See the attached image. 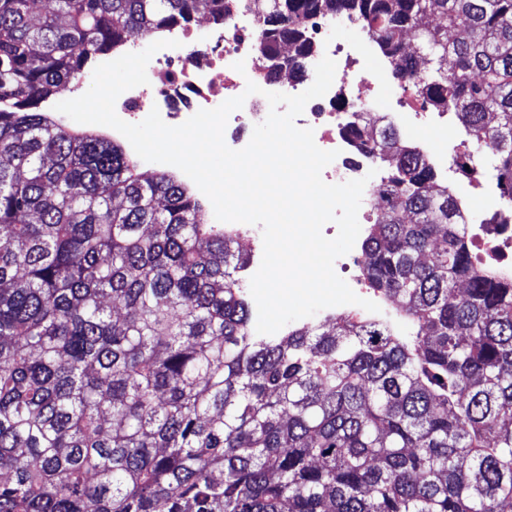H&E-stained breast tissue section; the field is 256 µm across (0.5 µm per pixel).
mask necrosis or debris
<instances>
[{"label": "necrosis or debris", "instance_id": "4bbe7bcc", "mask_svg": "<svg viewBox=\"0 0 512 512\" xmlns=\"http://www.w3.org/2000/svg\"><path fill=\"white\" fill-rule=\"evenodd\" d=\"M350 19H312L306 27V37L322 54L337 65L336 78L328 92L309 101L297 120L301 128L314 131L316 145L337 156L322 172L330 184L366 179L367 191L358 212L359 222H368L371 214L379 212L380 190L383 181L369 177L372 160L354 152L343 136L345 124L359 119L364 113L378 109L376 94L387 85L384 72L375 70L370 60L375 46L369 35L349 45L339 44L340 29L350 26ZM263 22L252 17L249 25L230 22L199 32L193 25L177 26L168 33L178 40L175 48H164L148 63V84L122 93L115 104L117 115L134 124L144 120L151 109H158L163 121L171 126L184 123L201 109H212L227 99L244 96L242 108L233 111L224 132L226 144L234 149L244 148L249 129L265 120L269 112L266 93L281 92L297 95L312 85L314 66H307L302 76L264 78L259 74L261 62L255 53ZM244 62V72H237L236 62ZM255 82L259 93L245 95L247 82ZM409 104L390 108L388 117L397 120L408 115L412 125L427 128H447L449 112L431 108L418 91L417 85L407 87Z\"/></svg>", "mask_w": 512, "mask_h": 512}]
</instances>
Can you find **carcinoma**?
I'll return each instance as SVG.
<instances>
[{
    "instance_id": "cac0c4a2",
    "label": "carcinoma",
    "mask_w": 512,
    "mask_h": 512,
    "mask_svg": "<svg viewBox=\"0 0 512 512\" xmlns=\"http://www.w3.org/2000/svg\"><path fill=\"white\" fill-rule=\"evenodd\" d=\"M230 0H0V512H503L512 275L462 201L368 119L389 163L363 277L396 318L256 336L237 229L174 174L38 105L135 35ZM270 71L308 19L355 16L394 76L455 113L512 202V0H249ZM278 42L293 54L273 53Z\"/></svg>"
}]
</instances>
